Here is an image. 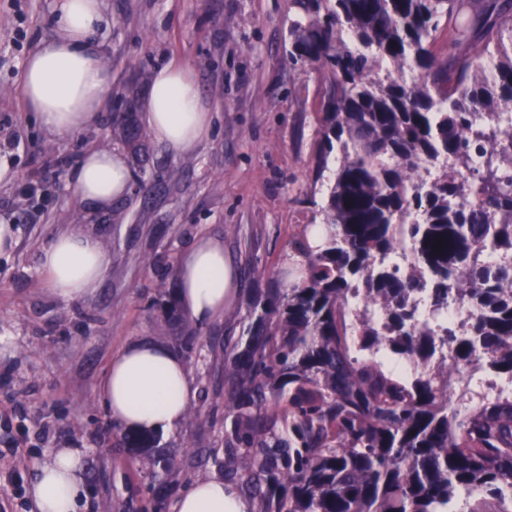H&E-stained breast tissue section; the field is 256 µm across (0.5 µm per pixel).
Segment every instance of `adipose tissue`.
<instances>
[{
  "label": "adipose tissue",
  "mask_w": 512,
  "mask_h": 512,
  "mask_svg": "<svg viewBox=\"0 0 512 512\" xmlns=\"http://www.w3.org/2000/svg\"><path fill=\"white\" fill-rule=\"evenodd\" d=\"M53 13L56 34L27 57L22 98L47 133L73 135L91 125L109 93V71L90 39L101 17V0H54ZM145 110L152 137L177 154L196 146L210 131L211 117L200 106L186 67L179 64L157 74ZM130 183L121 151L91 147L82 153L69 188L95 213L126 197ZM39 264L49 290L72 300L93 294L108 257L95 237L66 231L41 247ZM177 281L181 309L206 326L222 320L233 303L239 271L222 238L201 234L182 254ZM196 395L184 361L167 346L147 341L114 355L97 390L112 421L154 433L177 429ZM82 469L78 449H56L30 486L36 512H76L86 493ZM174 512H251V504L214 476L181 493Z\"/></svg>",
  "instance_id": "obj_1"
}]
</instances>
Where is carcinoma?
<instances>
[{
    "label": "carcinoma",
    "instance_id": "1",
    "mask_svg": "<svg viewBox=\"0 0 512 512\" xmlns=\"http://www.w3.org/2000/svg\"><path fill=\"white\" fill-rule=\"evenodd\" d=\"M293 3L290 61L329 85L312 216L288 287L253 298L225 339L212 463L257 512H512V394L468 390L476 371L512 377V264L481 260L512 255V0ZM122 133L139 156L146 132L129 118ZM424 292L467 329L422 319ZM121 441L148 458L161 512L157 436Z\"/></svg>",
    "mask_w": 512,
    "mask_h": 512
}]
</instances>
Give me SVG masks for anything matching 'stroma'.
<instances>
[{"label": "stroma", "mask_w": 512, "mask_h": 512, "mask_svg": "<svg viewBox=\"0 0 512 512\" xmlns=\"http://www.w3.org/2000/svg\"><path fill=\"white\" fill-rule=\"evenodd\" d=\"M52 6L0 0V154L15 170L0 185V214L18 229L14 252L0 257V512H31L28 489L58 448L83 456L79 512H144L153 498L148 464L103 429L99 380L133 342L176 346L155 285L176 291L178 258L200 232L223 237L243 271L267 267L266 278L241 276L223 322L199 329V344L183 353L201 392L191 406L199 418L160 439L172 488L217 475L209 455L224 449V337L241 331L248 297L271 287L311 217L304 199L328 84L288 61L292 0H103L92 39L110 63L106 106L86 130L54 137L21 94L30 51L55 35ZM174 61L190 68L212 114L208 137L180 154L146 138L129 197L89 212L69 188L73 165L105 140L125 149L113 126L143 122L155 75ZM68 229L92 231L109 265L93 295L65 301L45 287L39 253ZM155 253L159 263H141Z\"/></svg>", "instance_id": "stroma-1"}]
</instances>
